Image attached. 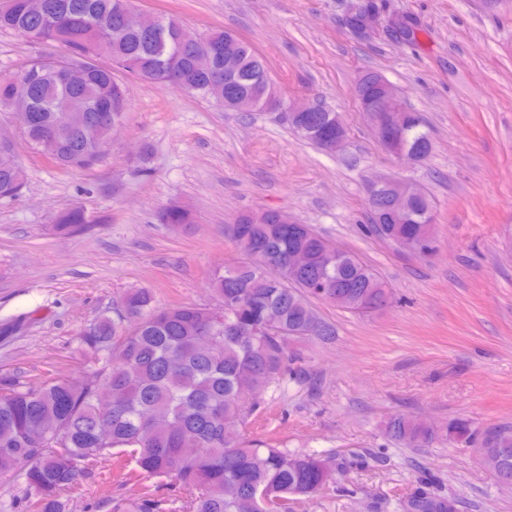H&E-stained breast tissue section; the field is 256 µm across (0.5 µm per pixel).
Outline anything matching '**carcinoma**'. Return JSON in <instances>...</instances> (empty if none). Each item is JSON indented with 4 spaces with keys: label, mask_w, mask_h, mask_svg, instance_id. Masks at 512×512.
Wrapping results in <instances>:
<instances>
[{
    "label": "carcinoma",
    "mask_w": 512,
    "mask_h": 512,
    "mask_svg": "<svg viewBox=\"0 0 512 512\" xmlns=\"http://www.w3.org/2000/svg\"><path fill=\"white\" fill-rule=\"evenodd\" d=\"M52 20L42 22L24 9V0L0 7V30L25 38L55 42L64 55L77 59L89 39L107 58L116 57L122 71L144 81L164 83L162 65L178 59L180 77L205 93L224 69L203 73L194 65L196 46L177 44L167 29L180 20L161 17L159 36L145 39L121 24L130 0H45ZM211 46L237 60L239 77L225 109L259 111L275 93L267 61L246 42L224 29L206 35ZM52 62L46 77L24 88V80L0 98L19 92L32 112L24 132L39 152H48L68 169L91 167L100 152L79 136L61 131L64 107L101 115L95 137L108 142L127 110L123 85L112 65L74 68L71 80L57 82ZM381 92V74L366 71L356 93L370 100ZM409 144L430 141L421 114L401 132ZM15 155L0 151V196L18 194ZM408 208L395 212L381 202L370 209L371 231L391 243L427 228L431 197L414 183L407 185ZM70 233L87 224L85 213L72 208L58 217ZM241 253L236 264L209 281L217 304H173L159 308L146 289L123 298L113 314L102 313L81 331L80 350L95 357L93 367L77 379L37 384L0 376V478L20 477L26 492L37 496L35 512H64L58 492L72 488L91 467L124 454L145 477H166L174 491L187 496V512H293L296 501L319 492L331 474L330 461L315 454L291 453L242 434L228 440L224 421L246 423L257 391L280 383L288 339L301 329L325 340L334 330L315 322L310 300L323 293L340 299L339 307L369 313L391 299L384 281L356 255L336 249L316 232L288 231L276 222V211L241 213L230 226ZM306 252V271H288V254ZM27 317L0 321V338L21 332ZM108 389V400H99ZM458 436L480 448L498 469L512 474V439L493 442L464 424ZM390 440L407 447L424 445L433 431L406 414L392 415L385 427ZM28 468H22L23 463ZM107 512H162L155 491L145 487L133 498H112ZM403 512H456V501L425 485L403 504Z\"/></svg>",
    "instance_id": "1"
}]
</instances>
